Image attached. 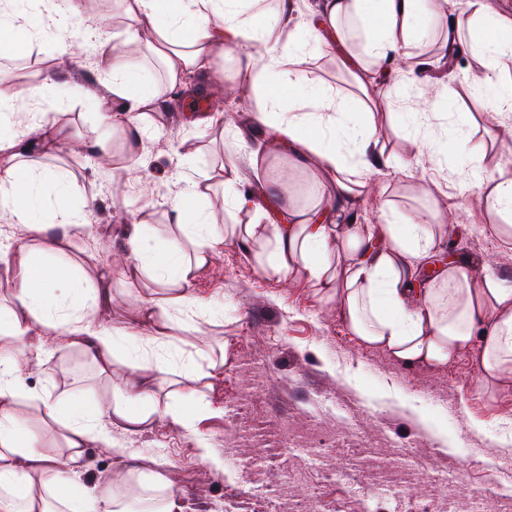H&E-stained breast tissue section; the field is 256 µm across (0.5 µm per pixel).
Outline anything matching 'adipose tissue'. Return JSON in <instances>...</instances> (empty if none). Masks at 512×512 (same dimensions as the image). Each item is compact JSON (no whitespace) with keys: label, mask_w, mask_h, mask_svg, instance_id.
Returning a JSON list of instances; mask_svg holds the SVG:
<instances>
[{"label":"adipose tissue","mask_w":512,"mask_h":512,"mask_svg":"<svg viewBox=\"0 0 512 512\" xmlns=\"http://www.w3.org/2000/svg\"><path fill=\"white\" fill-rule=\"evenodd\" d=\"M122 2L154 32L153 51L172 88L182 86L188 73L208 69L225 49L262 44L264 54L237 72L241 86L254 94L255 118L274 128L289 151L313 158L336 194L320 206L290 207L285 223L268 225L257 202L237 192L238 167L221 164L216 175L225 207L249 212L250 220L216 223L205 206L207 187L196 182L170 205L177 236L152 245L146 225H125L126 272L171 297L145 307L148 333L113 331L94 316L111 298L110 276L90 283L78 260L92 252L93 201L83 198L69 172L31 163L38 150L32 131L0 129V211L41 241L16 261L11 249L0 248V264H11L13 283L9 302L0 304V512H131L134 502L139 512H186L169 467L140 471L137 454L121 448L115 478L88 481L85 450L110 447L114 425L136 431L167 419L190 428L204 406L203 375L193 357L179 373L184 393L177 401L163 390L171 373L167 361L146 353L168 345L178 313L195 304L200 274L233 239L261 238L265 249L256 261L269 275L287 278L306 270L317 293L335 301L352 336L395 362L443 367L468 353L481 384L512 385V287L477 277L472 259L425 271L434 251L457 233L458 221L437 224L432 209L407 216L388 206L374 234L347 218L367 191L373 170L368 152L383 128L381 113L366 99L412 75L416 49L435 43L448 62L459 49L469 50L481 66L475 86L487 114L512 112V83L498 76L502 54L512 51V15L486 0H320L315 25L304 31L292 23L293 0H275L273 18L263 25L256 22L262 0ZM312 42L331 52L343 48L341 64L360 92L352 107L356 126L337 123L336 98L285 69ZM91 45L113 101L124 105L109 121L123 128L127 158L135 160L146 137L137 116L154 110L159 96L153 75L113 57L106 41ZM462 188L503 222L505 245L512 249V176L477 171ZM57 340L79 350L100 374H111L122 352L132 357L136 373L109 403L84 399L77 387L56 396L26 388L24 375L42 369L47 344ZM23 400L59 428L60 452L47 451L19 416Z\"/></svg>","instance_id":"ef3b65f1"}]
</instances>
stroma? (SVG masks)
<instances>
[{
    "label": "stroma",
    "mask_w": 512,
    "mask_h": 512,
    "mask_svg": "<svg viewBox=\"0 0 512 512\" xmlns=\"http://www.w3.org/2000/svg\"><path fill=\"white\" fill-rule=\"evenodd\" d=\"M81 9L71 27L93 24L113 51L137 45L138 64L153 65L150 33L125 13L120 0H81ZM55 35L54 26L44 23L25 52L0 54V88L56 81L51 101H18L16 118L39 126L46 150L36 164L68 170L96 200V255L82 267L94 282L101 260L112 262V300L99 307V322L144 334L141 309L161 291L123 274V225L145 224L168 237L169 204L177 194L224 160L239 167L242 188L252 190L257 179L251 154L262 149L267 164L287 167V195L309 207L315 165L289 158L272 128L255 120L253 94L233 82L246 54L241 49L216 60L207 74L189 76L187 92L165 95L160 110L141 116L147 147L129 163L119 134L105 121L110 92L97 80L93 54L78 48L60 59ZM293 68L338 96L352 90L335 55L306 54ZM452 68L457 97L447 108L427 112L428 142L413 143L385 126L380 144L393 162L374 175L354 219L377 227L388 200L407 214L432 205L455 210L461 222L452 241L456 254L490 258L483 274L512 285V251L492 228L496 216L477 197L457 190L473 165L488 173L512 171V140L494 133L474 86L477 59L458 53ZM76 75L96 99L73 91ZM217 89L230 105L219 125H188L191 103ZM462 114L470 125L459 126ZM459 134L481 146L479 160L466 157L454 167L442 166L429 141ZM186 154L197 155L196 168L180 166ZM262 250L259 242H226L197 281L195 315L173 331L174 343L191 351L200 369H207L209 358L224 359L206 390L213 413L199 417L189 434L167 420L139 432L113 429L116 447L140 453L146 471L169 462L188 512H225L239 500L246 512H267L273 501L281 512H512V502L501 500L485 480L491 462L496 481L512 486V388L487 393L467 357L445 367H407L360 344L335 302L322 299L304 271L283 280L264 274L254 260ZM48 351L44 373L25 376L27 388L76 386L107 401L130 370V360L117 358L106 379L64 342L50 344ZM495 436L501 446L492 445ZM204 444L212 462L200 457Z\"/></svg>",
    "instance_id": "35a3bbf8"
}]
</instances>
